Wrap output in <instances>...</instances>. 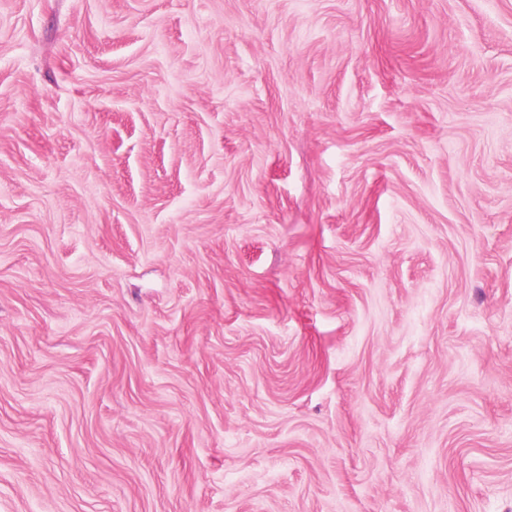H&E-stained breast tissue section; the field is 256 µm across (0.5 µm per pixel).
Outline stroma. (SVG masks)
<instances>
[{
	"label": "stroma",
	"mask_w": 512,
	"mask_h": 512,
	"mask_svg": "<svg viewBox=\"0 0 512 512\" xmlns=\"http://www.w3.org/2000/svg\"><path fill=\"white\" fill-rule=\"evenodd\" d=\"M0 512H512V0H0Z\"/></svg>",
	"instance_id": "1"
}]
</instances>
